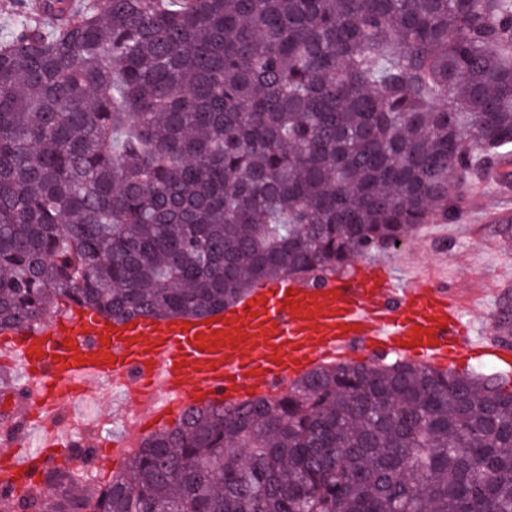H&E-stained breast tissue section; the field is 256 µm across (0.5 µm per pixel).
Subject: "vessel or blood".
<instances>
[{
    "label": "vessel or blood",
    "mask_w": 512,
    "mask_h": 512,
    "mask_svg": "<svg viewBox=\"0 0 512 512\" xmlns=\"http://www.w3.org/2000/svg\"><path fill=\"white\" fill-rule=\"evenodd\" d=\"M367 359L396 354L433 368L492 359L512 376V324L492 316L484 332L465 322L457 294L418 276L409 280L373 269L329 278L318 288L283 275L242 302L197 317L110 320L80 309L46 320L36 331H0V356L39 383L25 413L63 418L71 388L96 393L114 382L163 392L145 415L154 427L187 407L240 403L285 391L321 365L352 353ZM34 453L0 468V489L52 453Z\"/></svg>",
    "instance_id": "obj_1"
}]
</instances>
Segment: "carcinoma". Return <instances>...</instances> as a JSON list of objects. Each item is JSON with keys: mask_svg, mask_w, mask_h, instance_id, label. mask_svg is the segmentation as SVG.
Returning <instances> with one entry per match:
<instances>
[{"mask_svg": "<svg viewBox=\"0 0 512 512\" xmlns=\"http://www.w3.org/2000/svg\"><path fill=\"white\" fill-rule=\"evenodd\" d=\"M0 37V328L200 317L456 223L512 145V0H26ZM6 512H512V388L398 357L194 408ZM56 489L48 503L43 484Z\"/></svg>", "mask_w": 512, "mask_h": 512, "instance_id": "cac0c4a2", "label": "carcinoma"}]
</instances>
